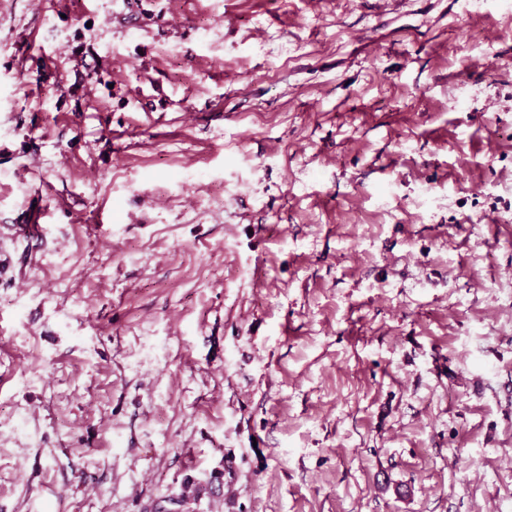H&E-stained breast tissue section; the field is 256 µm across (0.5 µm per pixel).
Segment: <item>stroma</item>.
Segmentation results:
<instances>
[{"label":"stroma","mask_w":512,"mask_h":512,"mask_svg":"<svg viewBox=\"0 0 512 512\" xmlns=\"http://www.w3.org/2000/svg\"><path fill=\"white\" fill-rule=\"evenodd\" d=\"M481 3L0 0V512H512Z\"/></svg>","instance_id":"1"}]
</instances>
